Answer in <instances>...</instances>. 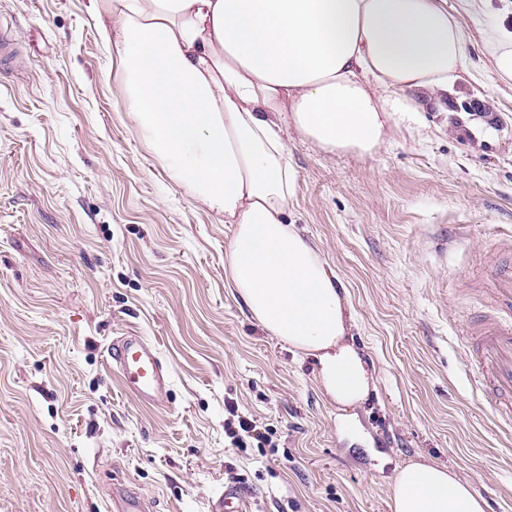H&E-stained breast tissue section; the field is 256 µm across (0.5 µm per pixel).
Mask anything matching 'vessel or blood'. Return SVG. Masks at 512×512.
I'll list each match as a JSON object with an SVG mask.
<instances>
[{"label":"vessel or blood","mask_w":512,"mask_h":512,"mask_svg":"<svg viewBox=\"0 0 512 512\" xmlns=\"http://www.w3.org/2000/svg\"><path fill=\"white\" fill-rule=\"evenodd\" d=\"M493 310L467 326L462 338L472 384L504 420L512 422V323H502L496 307L512 310V274L500 276L490 299ZM109 362L126 391L140 402L161 401L169 385V369L157 347L142 336L129 333L113 340ZM149 502L123 491L114 492L113 512H148ZM209 512H248L242 490L232 485L214 492Z\"/></svg>","instance_id":"b4317fda"}]
</instances>
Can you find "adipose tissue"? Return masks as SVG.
Returning a JSON list of instances; mask_svg holds the SVG:
<instances>
[{"mask_svg":"<svg viewBox=\"0 0 512 512\" xmlns=\"http://www.w3.org/2000/svg\"><path fill=\"white\" fill-rule=\"evenodd\" d=\"M124 64L125 104L173 180L233 227L224 271L252 317L312 358L348 407L372 376L320 249L286 221L285 127L328 155L372 154L442 100L470 64L443 0H88ZM392 512H484L454 470L412 462Z\"/></svg>","mask_w":512,"mask_h":512,"instance_id":"adipose-tissue-1","label":"adipose tissue"}]
</instances>
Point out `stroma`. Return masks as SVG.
<instances>
[{
    "label": "stroma",
    "mask_w": 512,
    "mask_h": 512,
    "mask_svg": "<svg viewBox=\"0 0 512 512\" xmlns=\"http://www.w3.org/2000/svg\"><path fill=\"white\" fill-rule=\"evenodd\" d=\"M86 2L0 0L14 55L0 71V512H112L116 487L155 512H207L227 483L250 512H391L394 470L413 460L512 512V425L458 343L512 243V82L480 38L512 24V0H448L469 38L462 97L488 115L429 100L418 128L364 156L288 134V220L339 276L374 377L351 426L234 292L231 225L141 137ZM133 331L168 365L160 406L109 366ZM233 408L268 442L232 445Z\"/></svg>",
    "instance_id": "stroma-1"
}]
</instances>
